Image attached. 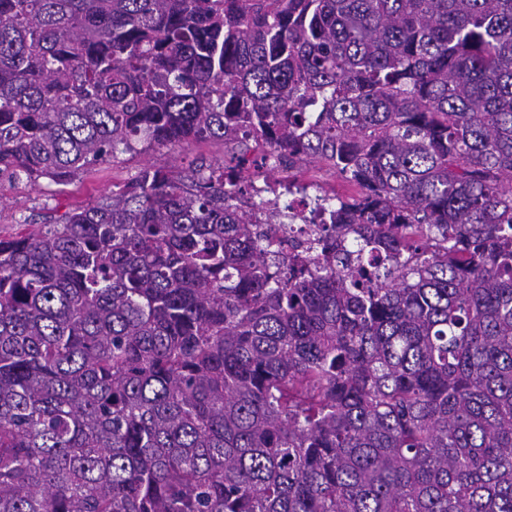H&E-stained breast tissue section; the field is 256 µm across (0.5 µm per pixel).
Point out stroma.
<instances>
[{
    "mask_svg": "<svg viewBox=\"0 0 512 512\" xmlns=\"http://www.w3.org/2000/svg\"><path fill=\"white\" fill-rule=\"evenodd\" d=\"M224 144L216 140L194 142L181 148L121 155L117 161L92 165L66 187L0 179V229L10 231L21 224H51L68 209L88 204L110 193L113 186L135 178L143 168L166 166L184 170L199 160L220 161Z\"/></svg>",
    "mask_w": 512,
    "mask_h": 512,
    "instance_id": "stroma-1",
    "label": "stroma"
}]
</instances>
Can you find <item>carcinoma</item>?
<instances>
[{
  "label": "carcinoma",
  "instance_id": "1",
  "mask_svg": "<svg viewBox=\"0 0 512 512\" xmlns=\"http://www.w3.org/2000/svg\"><path fill=\"white\" fill-rule=\"evenodd\" d=\"M215 139L0 234V512H512V0H0V175ZM297 175L313 180L315 184L326 191H332L335 188L338 191L342 186V179L338 178L332 170L321 165L304 166Z\"/></svg>",
  "mask_w": 512,
  "mask_h": 512
}]
</instances>
